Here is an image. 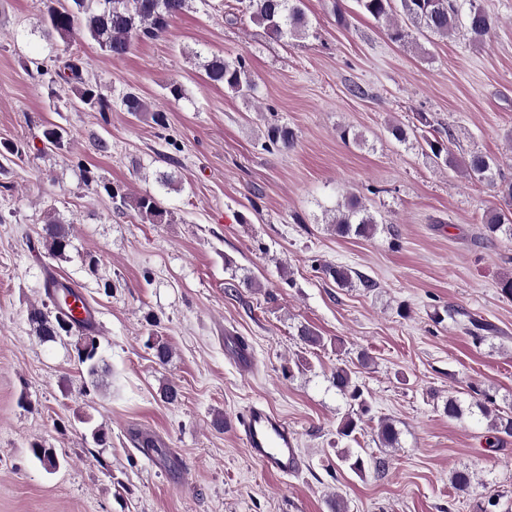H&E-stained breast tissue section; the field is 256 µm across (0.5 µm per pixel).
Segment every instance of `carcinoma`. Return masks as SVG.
Here are the masks:
<instances>
[{
	"mask_svg": "<svg viewBox=\"0 0 512 512\" xmlns=\"http://www.w3.org/2000/svg\"><path fill=\"white\" fill-rule=\"evenodd\" d=\"M194 0H42L43 37L53 46L63 43L64 48L49 57L54 69L37 68L41 76L50 75V82L64 83L70 86L79 102L96 112L112 110V100L103 96L98 86L86 77V62L70 51L75 36L95 42L100 50L112 57L122 58L140 41L153 40L167 33L171 23L190 8ZM241 15L264 28L265 34L273 40L304 38L308 32V21L304 9V0H238ZM360 8L376 20L387 23V36L395 43L406 42L410 34L399 22L392 20L396 15L403 16L411 24L422 27L439 36L448 37L459 31L473 43H481L492 29V19L477 4L469 0V9L464 18H459L460 6L453 0H357ZM202 68L206 78L222 85L231 92L248 97L256 89L250 71L243 56L212 55L204 58ZM121 109L134 115L152 113L158 126L165 125V116L161 110H152L140 96L129 91L120 97ZM268 146L288 149L295 143L294 131L286 124H273L267 130ZM466 174L481 182L498 186V193L512 201V183L497 184L494 161L482 154L472 155L464 163ZM133 206L142 216L155 224L165 221L163 210L154 195L144 193L133 200ZM485 236L491 240L503 238L512 242V212L491 209L483 216ZM336 234L340 236L370 237L379 221L366 207L360 204L354 195L336 209L331 218ZM42 243L48 255H65L72 247L71 232L58 221L49 218L43 226ZM322 273L336 282L339 287L352 284L350 271L339 265L325 264ZM45 295L52 303L54 312L31 306L28 310V322L33 332L41 340L55 341L64 335H70V329L89 330L90 321L78 319L67 305V298H80L70 285L54 278L44 282ZM78 362L87 368L90 377L98 376L99 358L96 337L88 335L80 338L76 345ZM336 394L358 407L357 413L346 414L336 430L341 439L353 440L362 418L371 412L370 403L362 386L352 378L350 365L336 366L331 376ZM495 398L488 392L481 393L475 406L480 412L491 418V431L494 435L512 436V415L494 412ZM377 437L382 445L393 448L398 442L399 432L387 418H379ZM36 459L47 469L59 467V460L51 448L33 446ZM337 459L352 472L361 475L367 469L381 472L387 462L381 457H362L350 448L337 452Z\"/></svg>",
	"mask_w": 512,
	"mask_h": 512,
	"instance_id": "1",
	"label": "carcinoma"
}]
</instances>
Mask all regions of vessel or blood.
I'll use <instances>...</instances> for the list:
<instances>
[{
    "mask_svg": "<svg viewBox=\"0 0 512 512\" xmlns=\"http://www.w3.org/2000/svg\"><path fill=\"white\" fill-rule=\"evenodd\" d=\"M233 428L250 456L267 470L282 477L301 471L303 461L295 431L265 405L254 404L237 414Z\"/></svg>",
    "mask_w": 512,
    "mask_h": 512,
    "instance_id": "obj_1",
    "label": "vessel or blood"
}]
</instances>
